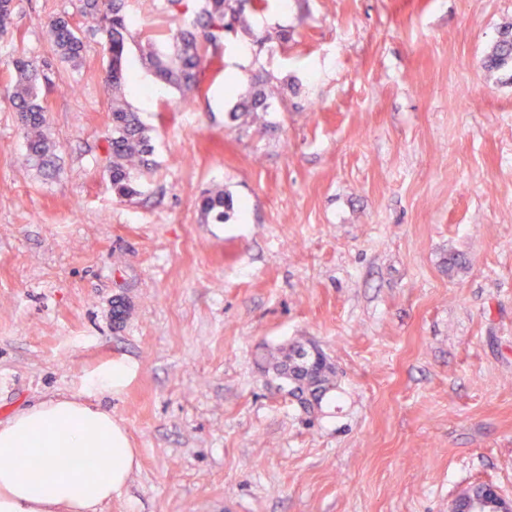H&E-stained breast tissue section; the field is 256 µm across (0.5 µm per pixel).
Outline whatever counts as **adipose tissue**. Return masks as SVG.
<instances>
[{
	"instance_id": "1",
	"label": "adipose tissue",
	"mask_w": 512,
	"mask_h": 512,
	"mask_svg": "<svg viewBox=\"0 0 512 512\" xmlns=\"http://www.w3.org/2000/svg\"><path fill=\"white\" fill-rule=\"evenodd\" d=\"M135 371L117 360L0 421V512H100L138 465L125 428L100 404Z\"/></svg>"
}]
</instances>
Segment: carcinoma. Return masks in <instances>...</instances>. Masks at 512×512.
Returning a JSON list of instances; mask_svg holds the SVG:
<instances>
[{"instance_id": "cac0c4a2", "label": "carcinoma", "mask_w": 512, "mask_h": 512, "mask_svg": "<svg viewBox=\"0 0 512 512\" xmlns=\"http://www.w3.org/2000/svg\"><path fill=\"white\" fill-rule=\"evenodd\" d=\"M267 0H203L201 11L192 25L172 32L166 43L147 41L141 48L142 59L159 86H168L183 93V99L199 88V75L207 60L209 47L217 34L214 23L225 25L233 32L244 23L246 13L260 12ZM85 14L95 18L105 35L107 66L103 76L106 92L111 95L110 121L112 134L108 139L112 187L117 194L130 197L137 194L135 174L148 171L155 165L152 138L140 114L133 110L121 94L127 71V36L131 19L124 12V0H83ZM47 34L58 58L77 63L82 58L83 41L68 21L51 18L46 22ZM512 61V37L504 34L493 47L486 67H501ZM45 63L34 57L17 56L11 60L13 81L9 100L18 112L27 142L29 161L40 168L54 166V149L44 134L46 108L39 85L41 68ZM257 89L251 97L240 101L233 112H260L267 109L266 82L255 79ZM224 191L204 196L200 210L217 224L224 223ZM299 359L293 374L282 372L288 385V395L305 405L310 399H319L329 389L333 367L325 358L311 353L300 354V349L288 350L284 360Z\"/></svg>"}]
</instances>
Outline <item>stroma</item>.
<instances>
[{
  "mask_svg": "<svg viewBox=\"0 0 512 512\" xmlns=\"http://www.w3.org/2000/svg\"><path fill=\"white\" fill-rule=\"evenodd\" d=\"M196 0H125V99L156 168L112 187L105 37L82 0L0 34V421L113 360L139 466L103 512H448L512 500V0H281L219 42L183 104L140 48ZM66 19L84 50L45 36ZM265 36L256 45L255 36ZM41 78L56 165L27 159L9 62ZM264 112L233 116L255 74ZM220 190L223 223L199 202ZM123 322H114L115 300ZM318 346L308 413L272 366ZM46 30L58 58L72 63H78L81 60L83 41L68 21L62 18H50L46 22ZM491 487L489 495L475 499L472 512H511V499L504 498L498 488L490 483H484Z\"/></svg>",
  "mask_w": 512,
  "mask_h": 512,
  "instance_id": "obj_1",
  "label": "stroma"
}]
</instances>
